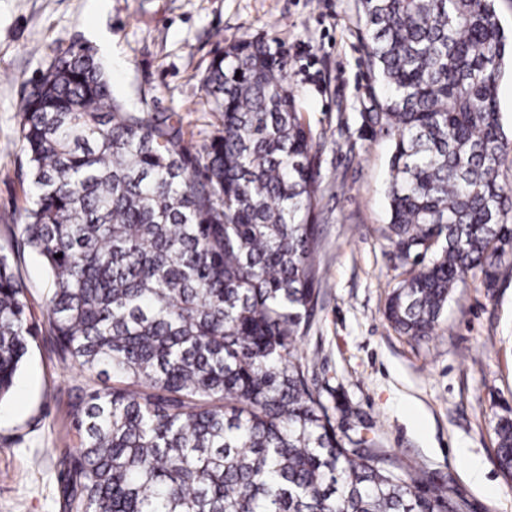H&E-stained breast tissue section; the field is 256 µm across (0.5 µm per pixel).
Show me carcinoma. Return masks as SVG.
<instances>
[{"mask_svg":"<svg viewBox=\"0 0 512 512\" xmlns=\"http://www.w3.org/2000/svg\"><path fill=\"white\" fill-rule=\"evenodd\" d=\"M386 87L389 231L411 262L386 317L431 335L468 277L512 244V144L498 85L512 44L495 0H360ZM203 153L177 112L131 110L96 50L50 56L21 99L20 247L44 266L64 359L101 386L70 404L64 507L82 512H469L359 436L336 432L298 342L314 304L320 188L282 47L233 44L202 78ZM62 257H57V254ZM0 249V400L34 331ZM512 478V418L495 423Z\"/></svg>","mask_w":512,"mask_h":512,"instance_id":"1","label":"carcinoma"}]
</instances>
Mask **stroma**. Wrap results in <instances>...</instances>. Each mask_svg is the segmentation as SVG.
Here are the masks:
<instances>
[{"label":"stroma","instance_id":"35a3bbf8","mask_svg":"<svg viewBox=\"0 0 512 512\" xmlns=\"http://www.w3.org/2000/svg\"><path fill=\"white\" fill-rule=\"evenodd\" d=\"M358 0H0V248L16 246L27 185L19 137L23 90L52 51L90 42L114 91L136 109L182 115L202 150L217 124L201 79L230 44L280 43L322 177L316 301L300 349L338 435H362L471 512H512V479L494 424L512 416V250L493 284L467 278L434 333L416 341L385 315L407 269L387 237L391 142L365 115L384 89L361 40ZM31 353L0 401V512H64L63 455L77 446L69 407L97 380L63 363L45 313L39 262L17 257ZM480 466L484 480L470 475Z\"/></svg>","mask_w":512,"mask_h":512}]
</instances>
